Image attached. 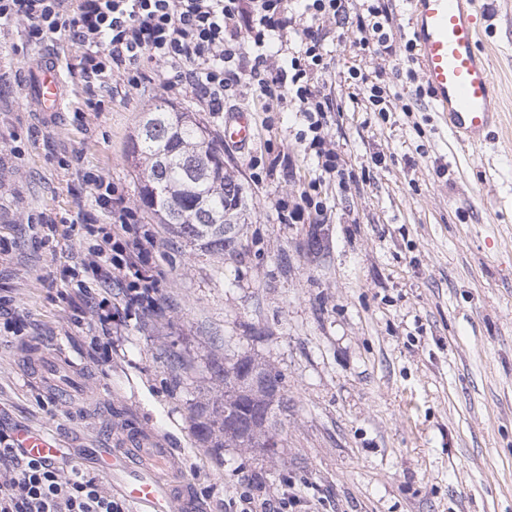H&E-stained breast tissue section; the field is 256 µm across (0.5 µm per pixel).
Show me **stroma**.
<instances>
[{"label":"stroma","instance_id":"stroma-1","mask_svg":"<svg viewBox=\"0 0 512 512\" xmlns=\"http://www.w3.org/2000/svg\"><path fill=\"white\" fill-rule=\"evenodd\" d=\"M480 38L501 124L482 147L453 143L433 112L415 56L359 50L332 28L325 79L340 106L326 128L348 169L323 182L326 217L284 219L318 178L293 112H265L251 91L202 114L251 112L256 140L225 147L245 189L248 220L236 253L186 242L141 202L127 154L144 112L166 100L198 110L187 90L111 79L98 110L84 103L79 50L57 41L73 88L47 114L23 91L36 59L20 34L0 41V430L29 428L95 470L112 428L136 427L173 452V468L205 512H239L295 492L284 512H512V0H479ZM386 71L387 115L362 111L350 68ZM101 172L148 236L158 309L97 325L87 298L124 305L81 266L111 223L81 179ZM59 221L55 235L41 214ZM268 361L288 393L286 439L275 456L218 448L198 425L224 388L216 369L242 354ZM69 358L75 401L58 405L34 373Z\"/></svg>","mask_w":512,"mask_h":512}]
</instances>
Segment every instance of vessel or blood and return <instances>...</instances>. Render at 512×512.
Returning a JSON list of instances; mask_svg holds the SVG:
<instances>
[{"mask_svg": "<svg viewBox=\"0 0 512 512\" xmlns=\"http://www.w3.org/2000/svg\"><path fill=\"white\" fill-rule=\"evenodd\" d=\"M411 4L409 25L430 104L445 118L455 140L476 144L500 122L493 76L480 47L477 0H411ZM67 90L60 53L38 57L28 71L25 92L40 111H61ZM252 138L248 113L227 117L225 142L243 147ZM13 441L36 459L59 453L56 441L40 431L18 430ZM112 441L101 470L111 475L116 490L135 512H204L187 484L171 473L170 449L125 431Z\"/></svg>", "mask_w": 512, "mask_h": 512, "instance_id": "obj_1", "label": "vessel or blood"}]
</instances>
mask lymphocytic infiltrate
<instances>
[{"label": "lymphocytic infiltrate", "instance_id": "lymphocytic-infiltrate-1", "mask_svg": "<svg viewBox=\"0 0 512 512\" xmlns=\"http://www.w3.org/2000/svg\"><path fill=\"white\" fill-rule=\"evenodd\" d=\"M390 0H371L364 12H349V0H300L290 13L288 0H0V33L24 23L26 45L41 47L63 38L80 49L77 68L84 92L109 93L108 73L137 86L150 64L166 67L164 89H187L209 112L224 109L226 96L241 88L255 91L267 112L292 111L304 118L307 143L326 178L344 177L335 153L320 131L339 105L319 79L332 63L325 28L351 25L362 50L393 55L388 30ZM287 44L289 66L277 61L275 44ZM96 205L111 213L113 227L90 252L94 276L121 275L127 307L155 311V279L145 267L137 223L128 206L103 176L86 177ZM0 512H125L120 497L102 481L68 460L28 457L0 432Z\"/></svg>", "mask_w": 512, "mask_h": 512}]
</instances>
